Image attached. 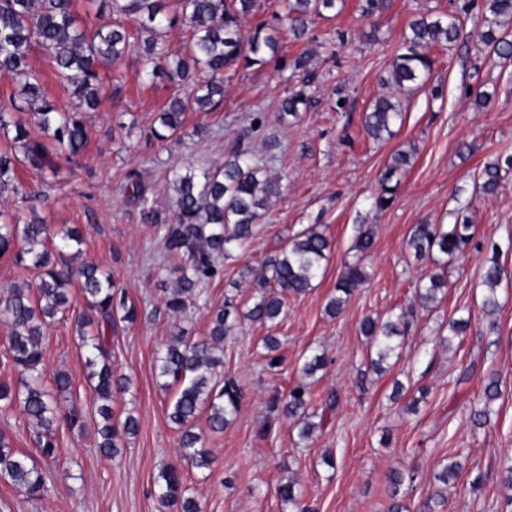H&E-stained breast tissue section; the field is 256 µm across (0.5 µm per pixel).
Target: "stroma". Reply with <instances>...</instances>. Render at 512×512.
Returning a JSON list of instances; mask_svg holds the SVG:
<instances>
[{
	"instance_id": "35a3bbf8",
	"label": "stroma",
	"mask_w": 512,
	"mask_h": 512,
	"mask_svg": "<svg viewBox=\"0 0 512 512\" xmlns=\"http://www.w3.org/2000/svg\"><path fill=\"white\" fill-rule=\"evenodd\" d=\"M464 2L391 0L373 26L361 16V0H336L303 38L282 43L281 61L227 72L221 108L186 111L177 141H157L150 130L158 112L173 96H185V88L161 78L144 81L133 55L101 69V103L85 114L89 142L81 158L59 160L57 175L48 178L19 162L17 186L0 190V209L23 221L36 215L53 228L78 229L80 260L112 274L135 306L136 322L119 323L112 333L114 370L130 380L127 390L114 392L112 410L118 421L135 416L139 428L125 439L120 462L98 451L99 416L75 325L83 301L75 299L72 310L46 330L44 367L49 376L61 369L71 375V391L58 403L80 408L83 426L57 430L61 454L41 464L46 497L31 500L0 483V512H161L157 480L170 465L182 467L203 512H292L277 495L289 477L308 512H388L395 502L404 512H423L431 496L435 512H512V493L503 481L512 456V175L497 194L483 195L476 187L484 164L512 150V59L479 51L476 35L487 14L481 2L457 41L435 51L428 83L402 90L387 83L409 23L426 10L448 11ZM304 52L312 53L316 73L311 104L298 116L284 117L281 100L301 87L290 64ZM435 85L442 86L441 97L431 96ZM478 91L491 93L487 105L477 104ZM390 93L404 123L392 139L372 140L363 114ZM257 112L265 123L254 129L250 122ZM245 134L267 174L279 179L281 194L260 220L247 253L226 256L221 277L185 313L171 317L163 297L181 261L165 255L152 226L142 223L127 176L138 173L162 216H169L172 167L223 162ZM398 150L412 151L411 163L392 203L380 209L372 198ZM461 201L469 205L477 247L449 267L442 301L421 306L417 285L433 265L414 260L408 236L417 224L454 223ZM311 224L331 242L314 288L289 297L276 323L248 320L264 259ZM366 227L374 241L362 258L355 243ZM493 256L504 277L500 308L490 313L482 307V275ZM355 260L362 261L368 281L339 315L328 316L325 305L336 282ZM228 299L240 315L235 335L224 342L222 372L237 381L244 399L223 432L209 431L205 417H198L196 428L214 459L212 469L199 470L179 454V432L166 414L175 389L159 376L156 354L178 333L205 336L212 309ZM411 305L417 313L402 328L399 356L389 360L385 373L369 371L362 319H393ZM460 317L469 327L452 335L448 324ZM270 335L279 337L284 357L276 372L267 368L263 348ZM313 353L324 355L326 365L309 379L310 409L324 420L304 440L298 422L269 413L268 402L300 380V367ZM492 379L500 396L489 403L484 387ZM331 394L336 404L328 411L324 404ZM482 408L489 420L479 427L472 417ZM265 421L269 433L258 436ZM328 453L330 465L323 461ZM449 457L463 470L444 486L434 475ZM395 469L413 474L414 483L392 490L388 477Z\"/></svg>"
}]
</instances>
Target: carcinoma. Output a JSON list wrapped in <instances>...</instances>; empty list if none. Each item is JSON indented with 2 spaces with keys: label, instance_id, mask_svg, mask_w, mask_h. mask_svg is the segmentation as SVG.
Returning a JSON list of instances; mask_svg holds the SVG:
<instances>
[{
  "label": "carcinoma",
  "instance_id": "carcinoma-1",
  "mask_svg": "<svg viewBox=\"0 0 512 512\" xmlns=\"http://www.w3.org/2000/svg\"><path fill=\"white\" fill-rule=\"evenodd\" d=\"M491 17L485 19L487 30L479 42L491 54L512 58V39L496 34L512 25V0H487ZM288 32L296 39L306 33L311 18L335 7V0H278ZM389 0H363L362 16L375 19L386 12ZM475 0H468L456 11L422 13L403 35L395 56L390 77L398 88L407 83L424 81L433 71L434 57L430 50L447 47L456 41L462 25L461 15H469ZM99 9H108L133 16L140 23L145 39L136 38L122 24L90 27L79 24L74 0H0V73L24 78L19 96L10 97V105L0 104V132L15 130L12 145L0 150V187L17 181L16 149L23 151L31 165L57 173L56 156L75 159L87 144L89 133L81 112L95 108L100 102L102 80L99 65L116 64L138 52L142 73L148 80L164 77L172 83L192 77L196 86L186 98L173 97L156 117L158 125L151 135L160 142L181 138L182 116L188 109L214 112L224 102V71L238 65L246 68L262 66L277 59L282 44V28L261 22L247 35L241 31V19L256 7V0H177L176 13L166 12L165 0H99ZM183 21L191 30L189 40L178 51L162 42V32ZM40 45L49 55L56 82L71 98V105L60 107L45 95L38 74L29 67L32 45ZM292 70L309 82L314 74L311 57L303 53L290 64ZM309 97L304 90L286 96L280 104L283 115L295 116L306 110ZM404 122V113L393 97H377L364 113L363 127L375 141H387L397 134ZM408 154L398 151L391 157L380 176V193L374 198L378 208L393 200L396 174L406 168ZM512 171V153L504 152L487 163L479 175V187L493 194L500 187L502 174ZM173 191L171 215L165 219L152 205L138 179L130 177L132 197L141 210L145 224L157 226L166 254L184 261L173 287L166 289L167 311L181 313L188 298L197 297L201 289L217 280L222 269L220 260L229 248L244 249L254 237L255 224L266 211L271 199L280 195L277 179L264 175L250 145L240 140L229 150L224 163L200 170L176 167L170 180ZM474 225L466 216L453 224H416L407 240L414 258L431 259L439 272L425 275L418 286L425 303L437 300L447 285L445 269L465 258L474 247ZM82 242L79 231L68 229L54 233L40 220L20 223L15 216L0 211V255H12L15 263L38 271L34 281L14 285L8 298L0 304V315L11 327L7 355L18 372L14 386L0 382V402L17 404L31 425L37 450L44 459H58L55 432L63 423L74 429L83 424L80 409L72 406L62 411L53 405L58 396L71 391L69 373L53 375L54 390L44 384L43 358L46 325L70 310L71 288L79 285L84 297V310L76 322L82 330L81 347L85 349V366L93 401L98 404L102 424L98 430L99 452L109 458L120 451V441L138 431V420L129 415L121 422L112 421L109 402L115 390H125L129 380L115 375L112 366V328L117 322L132 324L136 309L127 304L123 289L112 276L98 266L84 263L79 267L65 261V251ZM330 250L328 237L316 225H310L290 238L276 254L264 261L259 280L263 289L247 317L262 323H275L280 316L284 297L301 295L313 288L322 272ZM502 269L496 259L490 260L482 285L486 288L483 306L489 313L499 308L497 289ZM367 281L360 261L348 263L336 282V296L327 303V312L340 314L352 294ZM229 304L212 310L209 331L201 339L175 336L160 350L157 361L160 376L177 387V395L167 411L169 421L179 433L181 454L196 469H208L213 459L201 434L195 432V420L202 412L213 432L224 430L237 414L243 392L238 383L221 375L224 339L233 335L235 321ZM414 316L407 307L397 320L382 321L366 317L360 332L370 341L377 359L374 369L394 354L400 344V323H409ZM267 367H281L283 357L277 354L280 342L275 336L265 338ZM312 394L308 383L300 381L286 394L269 401V411L298 418L300 436L308 439L321 424L308 412ZM460 464L450 461L438 470L435 479L442 485L458 478ZM0 482L11 485L32 499L47 491L42 468L31 456L13 448L11 441L0 434ZM158 501L164 507L177 506L180 512H202L197 499L181 470H162L158 482Z\"/></svg>",
  "mask_w": 512,
  "mask_h": 512
}]
</instances>
